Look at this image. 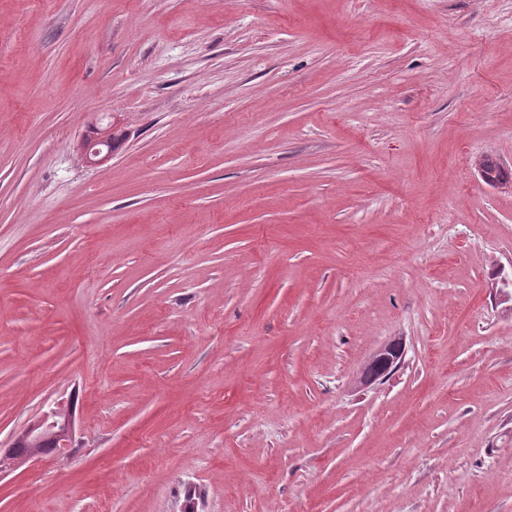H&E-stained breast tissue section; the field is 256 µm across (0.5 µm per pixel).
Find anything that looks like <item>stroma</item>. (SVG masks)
Wrapping results in <instances>:
<instances>
[{
  "mask_svg": "<svg viewBox=\"0 0 512 512\" xmlns=\"http://www.w3.org/2000/svg\"><path fill=\"white\" fill-rule=\"evenodd\" d=\"M487 155L512 0H0V512H512ZM112 116H102L95 124H92L91 135L84 136L79 144L80 155L85 163L90 166L103 164L112 157V151L108 148V144L114 142L113 148L118 149L122 144V137L115 134L112 135V122L106 127H101V122ZM56 429L40 428L36 434L26 436L23 434L16 443L8 450L6 455L0 454V466L5 464L6 460L17 462L23 460L25 455L28 458L36 455H49L58 451L61 457L67 456L72 447V423L70 422L64 430L61 431L59 441L57 443ZM59 444V448L57 447ZM27 458V459H28Z\"/></svg>",
  "mask_w": 512,
  "mask_h": 512,
  "instance_id": "stroma-1",
  "label": "stroma"
}]
</instances>
